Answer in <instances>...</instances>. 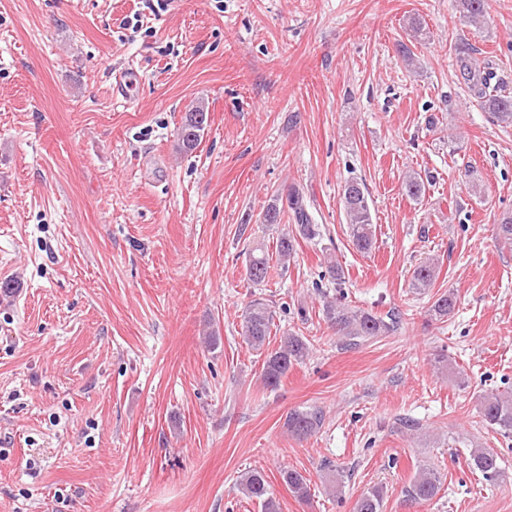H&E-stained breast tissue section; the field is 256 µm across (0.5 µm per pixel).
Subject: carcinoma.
<instances>
[{
  "label": "carcinoma",
  "mask_w": 512,
  "mask_h": 512,
  "mask_svg": "<svg viewBox=\"0 0 512 512\" xmlns=\"http://www.w3.org/2000/svg\"><path fill=\"white\" fill-rule=\"evenodd\" d=\"M458 7L468 23L478 25L484 22L485 0H458ZM470 48L459 47L456 60L460 63L464 79L471 94L477 97L479 107L487 112L492 120L506 126L512 125V92L491 84L492 73L471 62ZM208 123L207 112L201 106H195L185 112L178 127V148L183 153L193 152L201 143ZM355 188V194L349 188ZM406 195L420 199L426 192L422 173L412 170L403 181ZM341 205L345 221L349 224L353 244L361 252L372 249L373 215L369 203V194L365 184L350 178L342 186ZM289 218L295 232H282L276 240L275 254L278 260L286 264L295 250L297 238L319 242L324 236V226L317 223L299 190L291 187L287 192H279L270 200L263 211L262 223L280 224L283 218ZM270 268V255L262 246L249 252L247 276L255 286L265 283ZM437 266L428 258L413 270L410 288L418 293H426L433 287ZM456 298L448 291L432 297L428 308L430 319L445 322L454 314ZM323 316L336 333L351 339L367 336H383L395 330L396 318L384 319L362 309H353L339 296L323 301ZM274 326V316L267 300L259 297L248 302L243 313L242 334L246 342L255 350L266 352ZM309 354V344L301 336L285 333L280 337L278 347L266 352L262 366V380L267 388L277 387L282 377L296 364L301 363ZM482 420L495 426L505 435L512 433V395L491 394L483 397L480 407ZM322 413L319 410H294L288 414V432L298 439L313 435L319 429ZM469 466L479 472L488 482L502 476L498 454L491 448H475L471 451ZM282 482L300 500L310 495L308 479L296 469L280 471ZM440 473L429 466H422L409 484L407 497L414 503L433 499L440 490ZM242 494L261 502L264 512H277V503L270 496L269 482L264 471L252 469L244 472L238 482ZM383 490L373 487L361 495L355 504L354 512H382Z\"/></svg>",
  "instance_id": "obj_1"
}]
</instances>
